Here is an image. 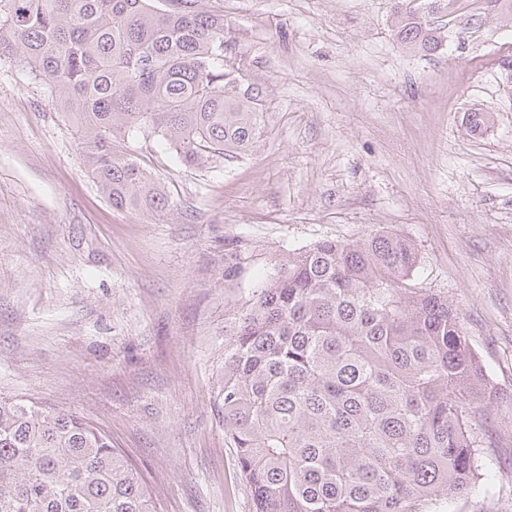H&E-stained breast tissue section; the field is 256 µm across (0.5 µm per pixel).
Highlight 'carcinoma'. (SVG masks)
I'll list each match as a JSON object with an SVG mask.
<instances>
[{
  "label": "carcinoma",
  "mask_w": 512,
  "mask_h": 512,
  "mask_svg": "<svg viewBox=\"0 0 512 512\" xmlns=\"http://www.w3.org/2000/svg\"><path fill=\"white\" fill-rule=\"evenodd\" d=\"M0 0V56L46 77L73 118L88 172L112 207L168 197L129 151L160 134L188 167L249 153L259 91L224 66V15L205 0ZM397 7L413 51L447 35ZM489 123L467 114L474 135ZM224 261V377L216 399L255 512H436L484 478L497 389L448 298L414 283L417 248L390 232L322 240L241 287L251 255ZM0 512H159L112 436L84 417L0 397Z\"/></svg>",
  "instance_id": "cac0c4a2"
}]
</instances>
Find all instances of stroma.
<instances>
[{"label":"stroma","instance_id":"obj_1","mask_svg":"<svg viewBox=\"0 0 512 512\" xmlns=\"http://www.w3.org/2000/svg\"><path fill=\"white\" fill-rule=\"evenodd\" d=\"M396 0H210L227 59L260 91L243 157L182 165L155 134L132 153L169 206L112 208L53 82L0 57V396L106 430L161 512H254L215 398L224 246L257 272L323 239L385 228L419 252L501 401L489 477L445 512H512V0L445 14L428 54L393 32ZM489 113L481 137L467 113Z\"/></svg>","mask_w":512,"mask_h":512}]
</instances>
